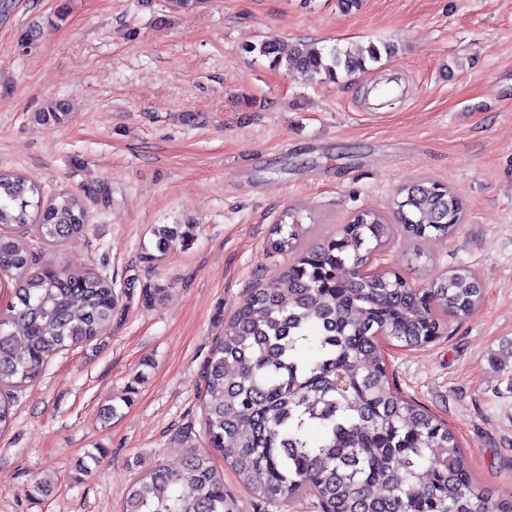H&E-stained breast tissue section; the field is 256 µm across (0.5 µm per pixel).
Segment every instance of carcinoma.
Listing matches in <instances>:
<instances>
[{
	"instance_id": "1",
	"label": "carcinoma",
	"mask_w": 512,
	"mask_h": 512,
	"mask_svg": "<svg viewBox=\"0 0 512 512\" xmlns=\"http://www.w3.org/2000/svg\"><path fill=\"white\" fill-rule=\"evenodd\" d=\"M395 45L369 44L360 55L299 44L283 54L276 40L245 48L274 67L336 78L367 69ZM71 112L64 98L36 113L43 125ZM396 203L411 237L450 235L463 205L448 187L410 185ZM292 222L272 226L268 247L286 254L306 233ZM80 195L46 199L24 175L0 170V271L12 282L9 315L0 318V387L37 378L54 353L102 335L118 298L95 274L47 267L31 272L37 224L43 240L84 232ZM194 226L152 229L161 260L187 245ZM394 225L371 210L341 233L302 251L272 281L250 290L224 326L204 368L205 436L238 481L257 497L285 501L310 491L329 512H512V498L490 504L456 436L389 384L381 342L418 347L439 337L445 315H471L483 299L480 279L456 271L425 288L394 272L362 278L355 269L394 238ZM14 402L0 393V435L14 423ZM122 512H231L224 477L205 452L192 451L178 470L154 466L129 488Z\"/></svg>"
}]
</instances>
